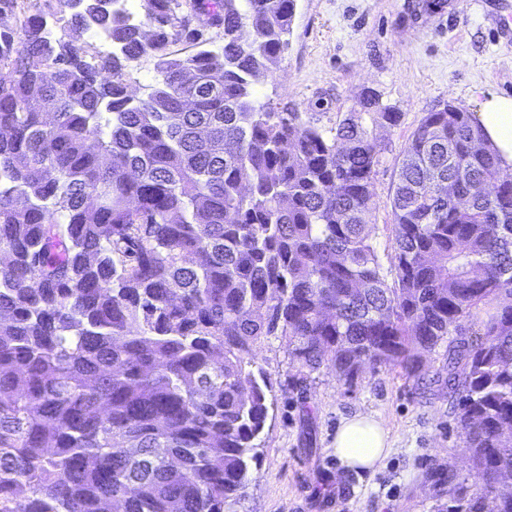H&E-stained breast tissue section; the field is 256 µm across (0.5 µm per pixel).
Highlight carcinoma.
<instances>
[{
    "mask_svg": "<svg viewBox=\"0 0 512 512\" xmlns=\"http://www.w3.org/2000/svg\"><path fill=\"white\" fill-rule=\"evenodd\" d=\"M51 2L0 31V512H233L267 336L347 379L445 347L487 479L448 467L434 512H512V177L472 113H426L404 150L390 282L365 214L401 113L365 89L326 129L254 96L295 0H143L140 21L67 0L60 38ZM143 56L158 80L136 99ZM130 74L129 91L135 98H146L155 85L157 76L155 60L152 57H143L133 64Z\"/></svg>",
    "mask_w": 512,
    "mask_h": 512,
    "instance_id": "cac0c4a2",
    "label": "carcinoma"
}]
</instances>
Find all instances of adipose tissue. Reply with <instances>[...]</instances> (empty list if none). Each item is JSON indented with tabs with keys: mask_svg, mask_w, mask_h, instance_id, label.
<instances>
[{
	"mask_svg": "<svg viewBox=\"0 0 512 512\" xmlns=\"http://www.w3.org/2000/svg\"><path fill=\"white\" fill-rule=\"evenodd\" d=\"M476 119L485 136L497 147L503 167H512V98L489 97L483 101ZM332 448L342 467L368 471L382 464L391 443L381 420L358 412L342 419Z\"/></svg>",
	"mask_w": 512,
	"mask_h": 512,
	"instance_id": "1",
	"label": "adipose tissue"
}]
</instances>
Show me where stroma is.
<instances>
[{
  "instance_id": "35a3bbf8",
  "label": "stroma",
  "mask_w": 512,
  "mask_h": 512,
  "mask_svg": "<svg viewBox=\"0 0 512 512\" xmlns=\"http://www.w3.org/2000/svg\"><path fill=\"white\" fill-rule=\"evenodd\" d=\"M431 2L296 0L287 49L273 72L254 82L259 102L320 125L350 111L366 88L400 112L399 125L379 134L374 205L366 215L386 264L393 184L425 113L450 103L475 113L486 97H512V43L498 38L492 22L498 0ZM249 361L265 374L268 416L235 512H432L436 474L450 465L479 487L442 351L424 354L413 375L366 366L350 381L329 365L301 367L276 336L257 343ZM357 412L377 416L393 444L374 472L348 473L333 453L341 419Z\"/></svg>"
}]
</instances>
